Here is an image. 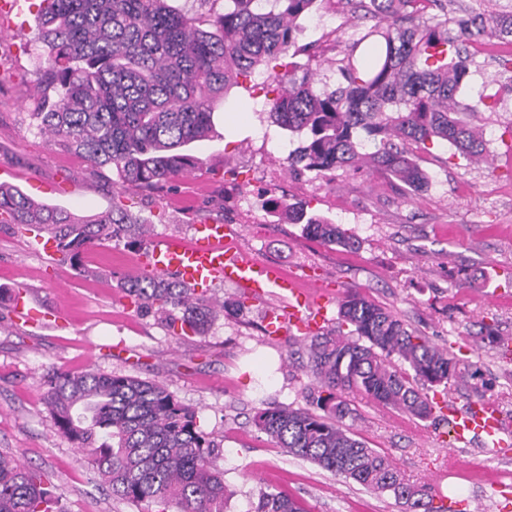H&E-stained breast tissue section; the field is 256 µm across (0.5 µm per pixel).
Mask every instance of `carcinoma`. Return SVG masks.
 <instances>
[{"label":"carcinoma","mask_w":512,"mask_h":512,"mask_svg":"<svg viewBox=\"0 0 512 512\" xmlns=\"http://www.w3.org/2000/svg\"><path fill=\"white\" fill-rule=\"evenodd\" d=\"M318 0H224V12L189 14L168 0H40L33 72L40 99L31 119L55 145L84 156L94 174L105 168L131 186L162 190L203 161L182 148L209 137L212 102L238 77L266 66L277 95L265 102L272 123L302 136L288 153L294 173L325 176L363 166L391 173L419 192L426 175L409 146L447 144L469 162L490 152L483 115L499 100L459 99L469 83L481 39L512 43V18L460 16L451 0H346L352 14L371 19L336 59V83L318 78L308 46L297 42V21ZM288 55V84L276 72ZM304 57L300 63L296 58ZM374 150L362 151L363 141ZM290 224L325 243L353 248L356 237L302 203L279 201ZM25 224L49 234L56 249L82 268L91 243L138 241L149 233L122 206L77 215L37 202L18 186L0 183V224ZM143 310L160 306L201 335L224 310L174 278L144 274L120 283ZM334 336L308 346L316 410L271 407L255 425L275 446L366 488L389 492L409 512H436L429 486L406 482L388 458L367 447L345 424L356 418L358 392L421 421L437 420L426 388L467 376L476 363L457 357L412 329L394 312L348 291L338 301ZM46 403L68 436L112 489L149 512H224L230 492L216 466L215 445L197 411L156 382L95 371L55 372ZM0 512H59L40 474L0 455ZM251 512H305L295 499L261 492Z\"/></svg>","instance_id":"1"}]
</instances>
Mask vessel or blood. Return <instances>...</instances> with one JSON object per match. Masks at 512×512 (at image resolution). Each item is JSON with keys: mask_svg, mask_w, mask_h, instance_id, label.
<instances>
[{"mask_svg": "<svg viewBox=\"0 0 512 512\" xmlns=\"http://www.w3.org/2000/svg\"><path fill=\"white\" fill-rule=\"evenodd\" d=\"M193 238L183 243L162 238L135 255L134 265L152 274H173L195 293L208 290L218 281L228 282L245 297L261 301L280 298L282 308L270 311L267 322L273 334L297 331L310 334L329 320L332 299L328 294L311 295L299 287L295 277L257 257L228 246L229 228L220 222H200L193 226ZM452 441L458 446L482 442L484 448L503 446V434L511 431L498 409L489 403L461 407L449 403Z\"/></svg>", "mask_w": 512, "mask_h": 512, "instance_id": "vessel-or-blood-1", "label": "vessel or blood"}]
</instances>
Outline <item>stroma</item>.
I'll use <instances>...</instances> for the list:
<instances>
[{"label": "stroma", "mask_w": 512, "mask_h": 512, "mask_svg": "<svg viewBox=\"0 0 512 512\" xmlns=\"http://www.w3.org/2000/svg\"><path fill=\"white\" fill-rule=\"evenodd\" d=\"M39 0L0 28V168L11 184L37 201L93 214L120 200L151 225V238L190 240L192 226L228 223L233 244L295 275L302 288L321 282L332 296L353 289L397 313L457 355L477 359L481 393L512 425V150L499 138L512 123V80L497 77L488 54L476 55L462 91L468 102L498 94V112L485 120L494 151L473 164L446 146L416 150L428 177L413 192L389 173L369 167L322 177L290 174L297 139L261 110L275 82L240 77L213 104L211 139L188 152L203 168L162 192L113 186V173L88 174L85 160L37 132L31 73L36 64ZM348 14L343 0H324L302 18L299 43H312V63L335 82L341 46L334 31ZM300 201L308 211L342 225L358 240L346 250L309 237L274 210L273 199ZM138 249L92 244L83 270L68 255L44 251L29 227L0 224V454L40 471L61 512H146L114 497L97 470L57 427L44 400L52 371L94 370L155 381L182 404L218 446L217 466L232 491L226 512H249L259 491L282 492L306 512H405L391 493L377 494L275 447L254 424L259 409L307 407L314 384L308 339L269 336L273 300L243 303L237 289L217 283L211 299L226 308L204 334L184 336L156 313L137 311L120 283L138 277ZM23 292L39 310L36 321L16 317ZM492 327L495 340L483 339ZM356 436L385 455L409 482L433 487L448 512H498L497 485H512V449L490 459L481 448L442 443L446 427L408 417L356 395Z\"/></svg>", "instance_id": "35a3bbf8"}]
</instances>
